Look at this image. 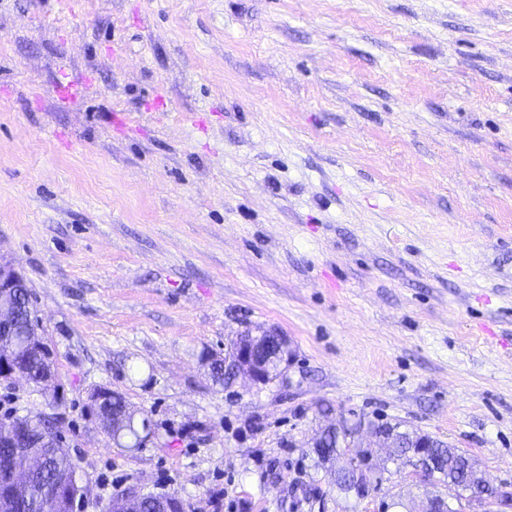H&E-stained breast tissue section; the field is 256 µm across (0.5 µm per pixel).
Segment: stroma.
<instances>
[{
  "mask_svg": "<svg viewBox=\"0 0 512 512\" xmlns=\"http://www.w3.org/2000/svg\"><path fill=\"white\" fill-rule=\"evenodd\" d=\"M85 81L64 99L58 83ZM0 260L53 349L55 420L105 512H382L307 443L400 421L512 487V0H0ZM288 339L265 385L204 353ZM100 387L143 448L88 414ZM143 495V492L136 487L124 489L112 495V506L108 503L105 511L110 512L111 506V512H135L133 508L138 504Z\"/></svg>",
  "mask_w": 512,
  "mask_h": 512,
  "instance_id": "35a3bbf8",
  "label": "stroma"
}]
</instances>
